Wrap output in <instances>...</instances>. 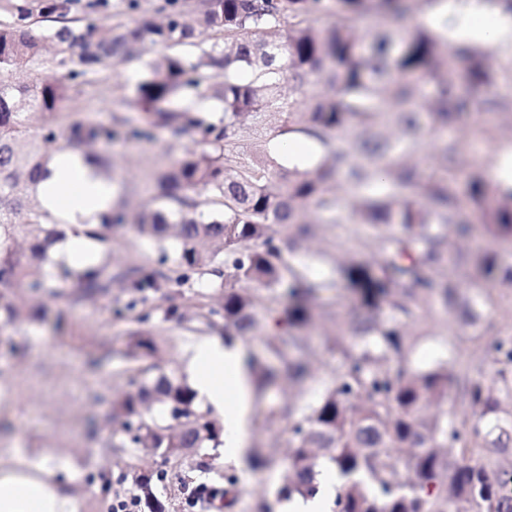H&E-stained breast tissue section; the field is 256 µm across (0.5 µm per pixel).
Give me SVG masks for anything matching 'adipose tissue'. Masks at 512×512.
I'll list each match as a JSON object with an SVG mask.
<instances>
[{
    "label": "adipose tissue",
    "instance_id": "adipose-tissue-1",
    "mask_svg": "<svg viewBox=\"0 0 512 512\" xmlns=\"http://www.w3.org/2000/svg\"><path fill=\"white\" fill-rule=\"evenodd\" d=\"M484 7L462 0L454 16L457 28L494 44L512 38V19L497 17L475 26ZM41 206L61 224H96L112 209L115 190L97 167L78 152L63 151L52 159L38 185ZM248 348L238 341L198 338L186 355L182 371L203 409L222 419L225 461L240 463L251 437L253 377ZM51 470L41 467H0V512H79L75 497L60 490ZM339 482L331 465H324L320 491L311 499L296 497L279 505V512H328Z\"/></svg>",
    "mask_w": 512,
    "mask_h": 512
}]
</instances>
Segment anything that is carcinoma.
Returning <instances> with one entry per match:
<instances>
[{"instance_id": "cac0c4a2", "label": "carcinoma", "mask_w": 512, "mask_h": 512, "mask_svg": "<svg viewBox=\"0 0 512 512\" xmlns=\"http://www.w3.org/2000/svg\"><path fill=\"white\" fill-rule=\"evenodd\" d=\"M442 0H125L130 22H112L109 0H0V343L22 315L17 291L38 297L48 277L76 279L82 295L126 291L135 327L126 357L138 385L112 401L119 448H143L178 464L219 446L221 425L196 403L188 384L143 360L157 349L138 310L150 293L196 275L224 291V335L255 336L274 323L275 354L294 362L288 393L270 406L271 423L288 425L279 457L253 449L254 471L278 467L279 495L312 497L322 463L340 478L333 512H512V495L494 479L499 454L512 447V339L486 341L493 367L456 379L448 360L422 366L409 353L427 337L439 308L477 327L482 311L451 275L462 251L473 259L469 287L512 283V266L482 244L512 245V189L491 188V158L471 152L468 136L494 138L478 119H509L512 54L450 39L428 17ZM365 18L387 25L366 41ZM208 34L206 46L199 36ZM167 52L146 64L138 84L143 118L196 147L157 177L158 207L130 216L115 210L94 227L57 224L42 210L38 182L47 146L112 143L117 128L142 130L130 117L106 126L75 111L74 91L112 65ZM326 87L324 94L308 93ZM223 116L214 119L213 113ZM315 145L313 168L281 167L239 141L247 128ZM430 150L429 172L417 158ZM132 224L155 242L160 264L105 261L82 270L56 258L69 234L102 239L112 224ZM325 224H356L360 255L316 275L308 243ZM336 292V305L325 294ZM288 301L287 319L278 317ZM167 313L209 327L206 304ZM331 324L334 376L294 387L307 375L309 330ZM262 397L277 385L271 367L250 364ZM458 398L474 417L457 423L446 406ZM144 512H167L153 471L130 465ZM236 474L208 487L236 503Z\"/></svg>"}]
</instances>
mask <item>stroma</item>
<instances>
[{
  "mask_svg": "<svg viewBox=\"0 0 512 512\" xmlns=\"http://www.w3.org/2000/svg\"><path fill=\"white\" fill-rule=\"evenodd\" d=\"M144 71L143 62L132 61L112 66L107 77L87 78L77 87L81 112L101 122L114 115L136 116L134 102ZM182 150V144L171 141L162 130L153 131L147 139L121 137L101 147L109 160L106 176L116 187L117 201L131 213L150 204L158 193L155 172ZM353 243L350 226H322L311 245L312 270L330 273L333 256L350 253ZM90 252L99 262L133 256L149 263L156 258L155 246L138 238L128 224L104 229L102 240L93 242ZM79 292L77 281L52 283L41 296L50 319L23 318L7 330L15 348L0 350V423L8 428L0 434V466L17 460L30 467L47 466L77 497L79 512H108L113 497L136 492L128 467L130 449L109 445L112 400L130 390L131 364L124 355L130 324L117 314L125 301L121 289L84 301L79 300ZM199 294L211 307H218V291L195 278L172 289L170 295L149 297L152 316L147 328L160 340L154 361L166 372L180 374L198 334L189 323L166 319L165 311L170 303H185ZM490 294L476 328L449 323L440 313H431L427 326L434 335L419 344L410 357L412 364L447 356L453 373L490 372L483 345L493 336H512V288H494ZM277 396L272 390L252 403L251 447L271 442L286 447L283 425L265 419ZM142 463L155 471L166 469L167 477L156 490L171 494L170 512H219L212 505L193 509L187 505L192 488L181 485L176 474L194 467V460L184 459L178 468L165 466L157 457H143ZM235 473L237 504L232 512H262L264 503L274 502L281 485L280 469L255 472L240 463Z\"/></svg>",
  "mask_w": 512,
  "mask_h": 512,
  "instance_id": "1",
  "label": "stroma"
}]
</instances>
